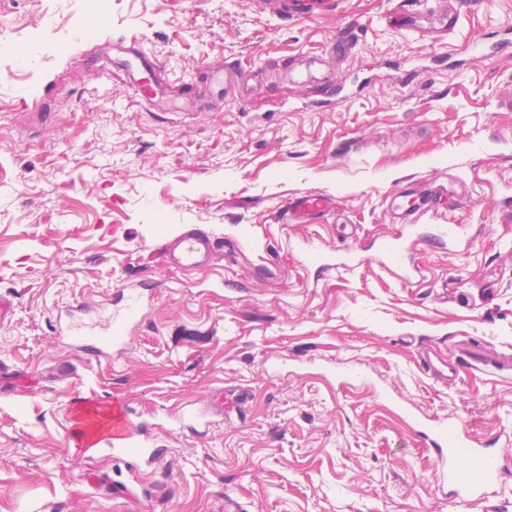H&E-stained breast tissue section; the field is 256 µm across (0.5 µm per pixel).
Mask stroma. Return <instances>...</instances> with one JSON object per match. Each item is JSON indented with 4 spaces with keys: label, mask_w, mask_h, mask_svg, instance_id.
Segmentation results:
<instances>
[{
    "label": "stroma",
    "mask_w": 512,
    "mask_h": 512,
    "mask_svg": "<svg viewBox=\"0 0 512 512\" xmlns=\"http://www.w3.org/2000/svg\"><path fill=\"white\" fill-rule=\"evenodd\" d=\"M388 7L292 22L252 0H0V512H225L228 497L241 512H512V370L445 384L419 363L465 340L512 356V53L463 51L512 24V0H475L442 62ZM351 22L357 47L333 56ZM133 35L171 97L216 61L239 66L247 97L194 114L141 102L113 49ZM291 69L343 92L297 87ZM448 175L465 203L413 225L451 220L469 239L419 247L402 282L374 255L400 230L384 200ZM300 192L337 197L338 216L278 222ZM187 225L219 239L212 271L160 262ZM313 247L361 262L326 273ZM138 284L154 298L122 356L57 336L68 309ZM217 387L248 400L214 414ZM85 397L128 406L163 455L133 470L76 451ZM419 418L496 448L500 483L450 498Z\"/></svg>",
    "instance_id": "1"
}]
</instances>
